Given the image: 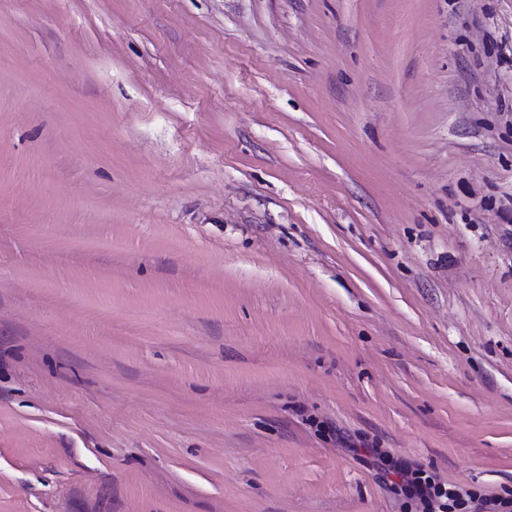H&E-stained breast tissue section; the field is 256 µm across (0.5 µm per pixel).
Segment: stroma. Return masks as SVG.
Instances as JSON below:
<instances>
[{
  "mask_svg": "<svg viewBox=\"0 0 512 512\" xmlns=\"http://www.w3.org/2000/svg\"><path fill=\"white\" fill-rule=\"evenodd\" d=\"M512 495V0H0V512ZM393 468L404 496L422 506V512H452L451 509L467 504L455 486L438 481L419 467L396 462Z\"/></svg>",
  "mask_w": 512,
  "mask_h": 512,
  "instance_id": "35a3bbf8",
  "label": "stroma"
}]
</instances>
